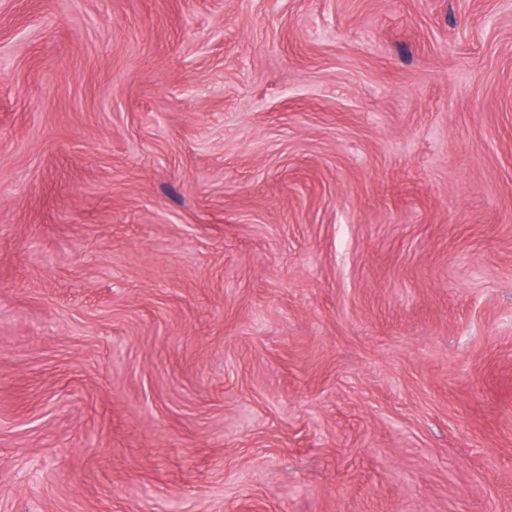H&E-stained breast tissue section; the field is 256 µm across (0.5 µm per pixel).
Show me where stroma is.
Segmentation results:
<instances>
[{
  "mask_svg": "<svg viewBox=\"0 0 512 512\" xmlns=\"http://www.w3.org/2000/svg\"><path fill=\"white\" fill-rule=\"evenodd\" d=\"M0 512H512V0H0Z\"/></svg>",
  "mask_w": 512,
  "mask_h": 512,
  "instance_id": "1",
  "label": "stroma"
}]
</instances>
